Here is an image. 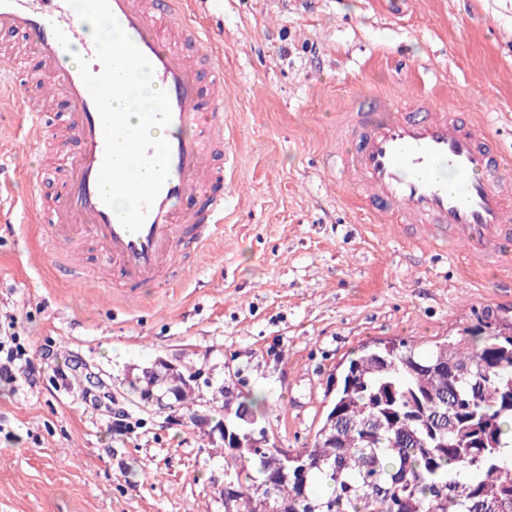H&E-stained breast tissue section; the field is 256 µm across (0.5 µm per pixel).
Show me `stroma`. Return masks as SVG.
Segmentation results:
<instances>
[{
    "instance_id": "obj_1",
    "label": "stroma",
    "mask_w": 512,
    "mask_h": 512,
    "mask_svg": "<svg viewBox=\"0 0 512 512\" xmlns=\"http://www.w3.org/2000/svg\"><path fill=\"white\" fill-rule=\"evenodd\" d=\"M224 51V235L182 277L126 297L56 271L27 213L0 234V330L15 327L34 374L0 383V512H224V451L188 419L134 406L125 380L155 360L226 370L266 396L269 432L296 450L329 403L328 380L375 340L430 345L485 313L512 320V269L482 281L457 241L439 251L415 227L367 224L345 173L322 168L335 116L382 92L428 94L483 117L512 156V0H204ZM18 33L0 98H39ZM47 140H11L15 197L39 189L51 215L76 143L70 107L42 99ZM124 412L135 431H115Z\"/></svg>"
}]
</instances>
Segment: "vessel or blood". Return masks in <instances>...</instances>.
Returning a JSON list of instances; mask_svg holds the SVG:
<instances>
[{"label":"vessel or blood","mask_w":512,"mask_h":512,"mask_svg":"<svg viewBox=\"0 0 512 512\" xmlns=\"http://www.w3.org/2000/svg\"><path fill=\"white\" fill-rule=\"evenodd\" d=\"M126 34L153 65V83L167 92L171 122L169 175L139 232L123 228L100 198L104 158L99 113L77 67L65 61L82 50L100 72L95 46L66 0H0V32L27 35V48L41 65L49 91L72 107L69 128L80 143L70 161L66 193L46 234L55 266L77 272L85 242L97 251L95 272L132 295L146 285L169 283L184 269L187 250L204 248L224 234V178L211 158L233 154L225 137L224 61L198 25L190 0H110ZM179 25L181 38L164 32ZM22 121L19 136L46 137L40 113L26 98L14 100ZM493 117L476 123L428 96L404 105L371 93L336 115V167L361 191L373 224H414L423 240L434 228L472 245L479 259L467 274L479 278L482 264L512 266V189L505 159L492 136Z\"/></svg>","instance_id":"vessel-or-blood-1"}]
</instances>
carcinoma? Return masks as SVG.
<instances>
[{
  "label": "carcinoma",
  "instance_id": "carcinoma-1",
  "mask_svg": "<svg viewBox=\"0 0 512 512\" xmlns=\"http://www.w3.org/2000/svg\"><path fill=\"white\" fill-rule=\"evenodd\" d=\"M241 383L240 371L228 375L216 420L245 439L224 449L235 496L224 512H512V322L481 319L428 350L361 346L313 439L286 457L250 446L266 399ZM128 387L170 393L190 419L203 394L157 362Z\"/></svg>",
  "mask_w": 512,
  "mask_h": 512
}]
</instances>
